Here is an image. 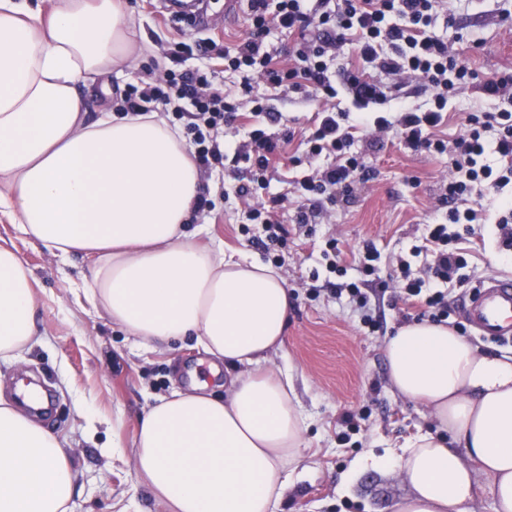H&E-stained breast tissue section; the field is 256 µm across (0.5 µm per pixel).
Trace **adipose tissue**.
<instances>
[{
  "label": "adipose tissue",
  "mask_w": 512,
  "mask_h": 512,
  "mask_svg": "<svg viewBox=\"0 0 512 512\" xmlns=\"http://www.w3.org/2000/svg\"><path fill=\"white\" fill-rule=\"evenodd\" d=\"M125 0H0V213L60 259L92 258L81 291L142 348L193 337L231 375L223 395L192 381L156 398L132 441L141 483L166 512H275L306 446L307 417L283 349L290 307L279 270L200 244L186 225L204 181L181 132L158 114L89 118L81 80H109L140 53ZM35 280L0 243V358L36 336ZM390 386L435 432L355 459L403 474L398 512H468L478 475L512 512V355L490 356L445 325L400 326L383 345ZM65 437L0 399V512H72Z\"/></svg>",
  "instance_id": "ef3b65f1"
}]
</instances>
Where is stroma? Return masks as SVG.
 <instances>
[{"label": "stroma", "instance_id": "obj_1", "mask_svg": "<svg viewBox=\"0 0 512 512\" xmlns=\"http://www.w3.org/2000/svg\"><path fill=\"white\" fill-rule=\"evenodd\" d=\"M128 8L129 23L143 31L150 43L131 69L113 77L117 93L137 82L152 60L161 58L173 43L197 34L186 22L164 12L157 0H128ZM438 13L433 34L459 50L479 78L512 70V0H443ZM497 106V100L482 96L474 87L460 89L448 102V134L464 132L469 113ZM318 107V100L280 90L272 102L279 118L268 130L278 135L301 131ZM354 148L374 172L354 203L330 210L308 235L296 231L294 210L279 215L290 236L287 248L278 252L277 265L293 306L285 352L274 362L293 367L309 420L308 447L290 474L294 487L277 512H397L409 491L404 477L365 470L349 496L339 492L342 477L357 457L384 453L433 428L423 407L393 394L383 343L405 324L408 312L407 303L387 286L393 259L420 243L428 225L439 221L437 198L451 170V157L414 154L394 139L373 147L358 141ZM204 182L216 207L198 216V223L208 225L211 236L223 240L225 250L259 255L254 239L262 228L249 224L246 208L235 195L237 175L218 169ZM498 214V204L488 205L485 222L472 237L471 283L512 273V266L498 256ZM332 236L347 253L367 241L380 251L379 285L369 296L384 314L382 330L364 328L346 299L329 289L311 292L310 273L318 268ZM0 238L14 240L39 284V341L16 359H0V395L13 397L17 383L30 378L52 390L54 411L43 424L71 444L69 458L78 488L72 512H113L112 504L118 500L127 512H163L135 475L130 444L151 397L186 388L194 378L217 385L208 356L191 339L180 347L138 349L132 337L91 312L83 295L77 294L91 270L82 254L60 261L41 245L20 239L14 226L4 221ZM365 407L371 415L360 432L345 435L339 418ZM116 431L124 442L117 450L112 447Z\"/></svg>", "mask_w": 512, "mask_h": 512}]
</instances>
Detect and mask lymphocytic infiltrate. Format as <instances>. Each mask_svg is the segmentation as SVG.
<instances>
[{
  "label": "lymphocytic infiltrate",
  "mask_w": 512,
  "mask_h": 512,
  "mask_svg": "<svg viewBox=\"0 0 512 512\" xmlns=\"http://www.w3.org/2000/svg\"><path fill=\"white\" fill-rule=\"evenodd\" d=\"M439 2L317 0L312 6L308 0H248L249 32L234 50L218 47L210 37L192 45L178 43L171 59L196 56L202 58V65L182 72L152 65L145 80L123 91L118 109L125 114L170 113L193 149L201 173L229 163L244 166L250 177L236 186L235 193L248 206L252 223L262 226V248L267 252L288 244V231L276 218L278 209L288 200H296V220L306 227L319 223L327 207L350 203L358 187L370 179L363 155L351 150L355 136L343 123L345 114L334 106L339 92L350 95L360 109L359 127L393 133L415 152L441 155L453 150L452 171L438 200L445 210L443 220L431 225L423 243L410 249L411 258L425 259L421 276L412 277L411 258L400 263L407 301L419 308L421 316L439 324L449 317V289L464 286L469 280L468 251L463 243L471 224L478 219L479 206L512 185V72L476 82L474 71L458 53L431 32L438 19ZM274 29L291 35L286 49L269 45L267 37ZM347 42L354 45L356 60L338 74H331L327 61ZM217 59L223 60L229 70L254 71L271 90L286 87L325 101V108L316 112L302 143L306 159L325 155L331 162L316 175L297 181L294 195L271 190L268 171L291 136H273L258 124V117H271L272 112L255 94L252 84H244L241 89L256 119L249 141L226 148L224 129L240 121L241 115L235 98L214 85L213 62ZM412 80L430 89L431 99L425 106L408 103L405 88ZM473 82L484 96L501 100V108L471 113L467 132L454 141L427 137V129L441 125L449 98ZM392 99L400 102L397 121L369 113V106ZM490 155L497 156V165L487 164ZM323 258L329 272L342 278L336 293L347 294L355 303L364 326L381 329L383 323L373 316L362 281L344 280L352 266L362 276L374 274L380 258L376 247L365 243L357 255L349 257L332 239Z\"/></svg>",
  "instance_id": "f902f5d3"
}]
</instances>
